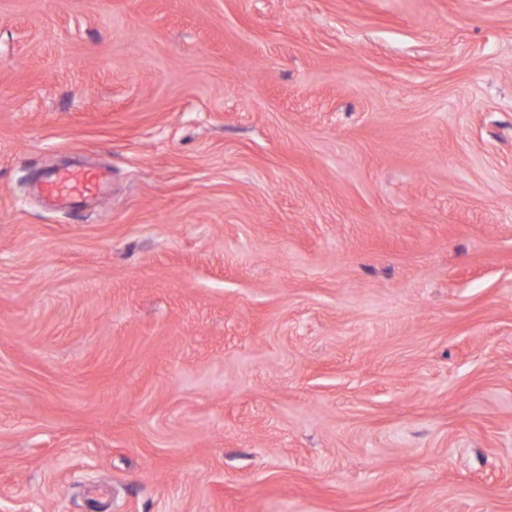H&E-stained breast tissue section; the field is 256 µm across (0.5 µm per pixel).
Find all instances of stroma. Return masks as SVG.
Returning a JSON list of instances; mask_svg holds the SVG:
<instances>
[{"instance_id":"1","label":"stroma","mask_w":512,"mask_h":512,"mask_svg":"<svg viewBox=\"0 0 512 512\" xmlns=\"http://www.w3.org/2000/svg\"><path fill=\"white\" fill-rule=\"evenodd\" d=\"M95 501L512 512V0H0V512ZM106 179V172L100 170L72 174L49 170L43 174L41 184L43 192L52 197L60 208L78 209L100 193Z\"/></svg>"}]
</instances>
